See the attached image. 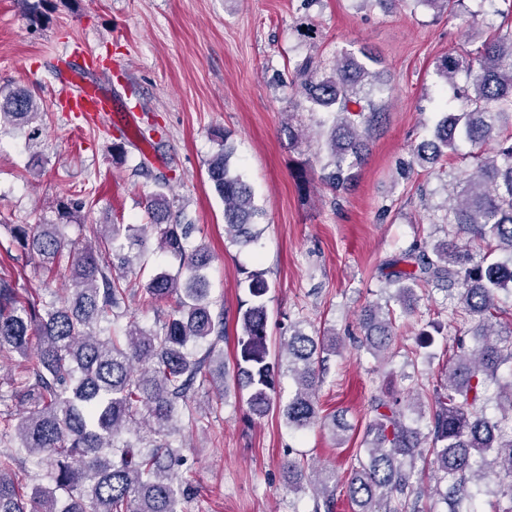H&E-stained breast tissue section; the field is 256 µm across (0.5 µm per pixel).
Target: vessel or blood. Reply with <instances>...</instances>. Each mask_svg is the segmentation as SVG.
<instances>
[{"label": "vessel or blood", "instance_id": "vessel-or-blood-1", "mask_svg": "<svg viewBox=\"0 0 512 512\" xmlns=\"http://www.w3.org/2000/svg\"><path fill=\"white\" fill-rule=\"evenodd\" d=\"M56 66L60 82L58 99L64 111L76 113L90 125L111 122L110 77L103 66L72 54L59 56Z\"/></svg>", "mask_w": 512, "mask_h": 512}]
</instances>
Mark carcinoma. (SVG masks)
<instances>
[{
  "instance_id": "carcinoma-1",
  "label": "carcinoma",
  "mask_w": 512,
  "mask_h": 512,
  "mask_svg": "<svg viewBox=\"0 0 512 512\" xmlns=\"http://www.w3.org/2000/svg\"><path fill=\"white\" fill-rule=\"evenodd\" d=\"M454 17L456 0H414ZM445 85L464 76L462 104L445 109L432 138L413 152V162L436 167L473 148L474 169L455 182L442 222L470 240L442 242L427 252L420 246L388 260L385 303L361 311L362 347L375 357L392 355L396 302L416 310L418 291L446 293L448 317L470 324L475 343L461 340L448 363L445 383L434 389L429 410L416 398L381 392L369 403L371 418L362 447L349 471L346 489L356 512H409L423 495L417 461L431 470L436 502L429 512H478L469 484L490 475L503 481L486 489L492 512H512V322L499 296L512 298V28L485 39L466 54H448L436 65ZM309 110L331 116L319 150L327 153L322 182L335 192L348 189L365 162L369 141L382 121L375 95L385 83L351 53L327 63L310 54L297 61L290 82ZM31 92L0 96V124L24 125L39 114ZM234 147L220 138L208 163V179L224 200V228L236 244L255 243L262 210L251 186L231 166ZM167 183L144 194L145 224H99L94 242L65 240V224H81L83 202L56 203L58 222L15 224L20 246L38 258L45 273L60 270L72 288L61 296H30L15 281L0 277V352L35 358L10 380L17 414L0 428V512H182L194 492L179 476V423L199 420L194 394L209 384L224 394V312H215L206 275L213 256L190 240L191 225L171 219ZM158 249L178 262L174 271L149 275L136 288L128 274L142 264L150 233ZM112 255L113 262L102 256ZM249 300L239 309L235 372L248 391V409L258 419L271 412L288 429L315 425L336 433V417L319 415L316 391L326 356L336 353V337L312 336L288 327L277 354L270 356L265 296L269 284L260 271L245 279ZM167 301L165 320L144 327L124 321L127 302ZM206 345L204 354L199 346ZM294 388L284 404L276 400L283 372ZM495 403L497 414L487 407ZM428 418V432L417 420ZM32 460L51 478L47 486L23 490L18 469ZM288 487L309 490L314 512H330V482L336 475L291 458L284 463ZM442 503L445 510H437Z\"/></svg>"
}]
</instances>
